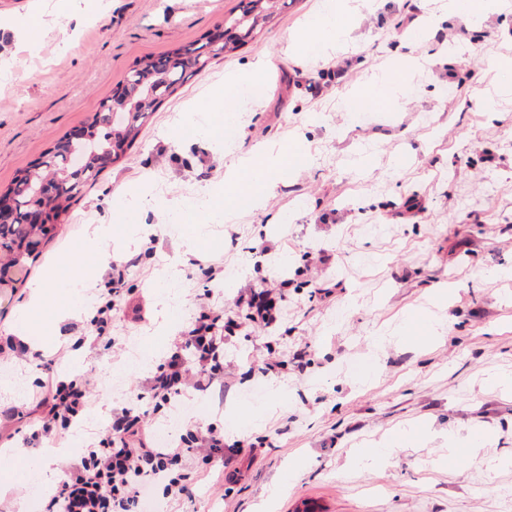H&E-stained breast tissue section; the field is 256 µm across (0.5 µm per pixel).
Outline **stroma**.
<instances>
[{
	"label": "stroma",
	"mask_w": 512,
	"mask_h": 512,
	"mask_svg": "<svg viewBox=\"0 0 512 512\" xmlns=\"http://www.w3.org/2000/svg\"><path fill=\"white\" fill-rule=\"evenodd\" d=\"M238 2L0 0V190L112 98L137 60L223 28ZM322 2L292 0L166 99L72 204L24 285L0 290V339L31 320L51 329L42 358L0 365V402L19 410L0 428L11 457L0 500L33 512L32 488L54 486L113 407L135 400L152 411L144 380L164 352H139L140 342L172 344L204 293L237 315L242 288L284 272L276 328L224 342L223 401L191 390L153 418L161 441L190 423L243 443L234 477L193 463L195 499L179 512H295L305 500L327 512H512V0H487L476 18L447 17L448 0H339L335 45L297 49ZM412 5L418 17L403 26ZM411 28L424 37L409 38ZM330 63L347 80L311 87V70ZM254 67L258 96L226 115L225 80ZM393 72L410 79L394 109L361 110L367 87ZM284 142L292 150L273 190L238 208L225 179L251 186L250 158ZM412 199L425 211L403 217ZM372 224L383 234H368ZM152 238L155 254L127 281L145 298L144 321L116 318L111 349L77 345L103 281L100 253L122 259ZM263 243L273 256L258 268L252 249ZM323 249L331 268L302 262ZM204 258L223 261V280L207 282ZM49 271L82 278L80 294L27 309ZM327 281L328 297L317 291ZM299 349L304 366L264 376L267 359ZM46 358L93 390L47 468L44 446L22 444Z\"/></svg>",
	"instance_id": "1"
}]
</instances>
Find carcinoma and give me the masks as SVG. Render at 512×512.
<instances>
[{"mask_svg":"<svg viewBox=\"0 0 512 512\" xmlns=\"http://www.w3.org/2000/svg\"><path fill=\"white\" fill-rule=\"evenodd\" d=\"M286 6L287 0H239L237 11L224 17V28L231 31L232 35L222 47H212L207 38L195 47H179L158 58L149 57L139 61L123 80L125 93L132 95L130 105L138 110L131 123L121 118L112 123L105 117V108H100L83 123L89 134L88 140L78 144L67 136L58 139L41 160L19 171L4 192L17 195L22 193L23 200L27 202L43 180L53 174L60 178V183L58 203L50 209V215L57 223H67L71 203L97 180L104 169V166L90 158L91 154H100L110 148L111 162H116L125 149L137 141L144 123L167 98L196 72L207 67L212 59L231 53L254 38L270 21L275 10ZM52 229L51 224H17L8 231L0 232V275L10 269L16 271L13 278H0V284L7 285L13 291L17 290L27 277L28 260L38 259V256L31 253L18 259L16 239L24 236L46 239Z\"/></svg>","mask_w":512,"mask_h":512,"instance_id":"carcinoma-1","label":"carcinoma"}]
</instances>
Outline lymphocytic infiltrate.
I'll list each match as a JSON object with an SVG mask.
<instances>
[{
  "mask_svg": "<svg viewBox=\"0 0 512 512\" xmlns=\"http://www.w3.org/2000/svg\"><path fill=\"white\" fill-rule=\"evenodd\" d=\"M138 264L135 257L113 263L105 286L96 290L100 305L85 327L88 335L103 339L113 313H142L143 296L125 287L131 268ZM287 285V279L275 277L250 286L247 294L235 301L242 310L243 325H275ZM224 326L223 308L199 303L194 319L148 381L147 395L154 410L173 406L186 388L204 392L223 385ZM44 370L43 394L37 402L41 415L29 439L56 443L90 405L91 393L82 378L59 376L54 360H47ZM235 452V445L225 443L223 434L211 427L203 433L188 431L174 443H156L150 434L148 412L124 404L113 408L112 419L97 441L64 468L45 499L43 512H136L157 486L169 502L179 504L194 496L182 471L189 460L200 456L226 465Z\"/></svg>",
  "mask_w": 512,
  "mask_h": 512,
  "instance_id": "1",
  "label": "lymphocytic infiltrate"
}]
</instances>
